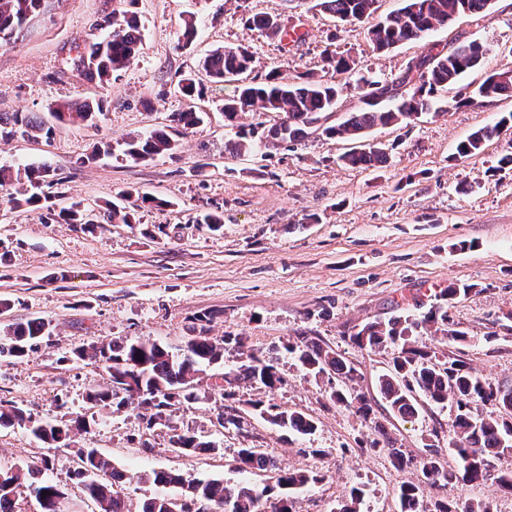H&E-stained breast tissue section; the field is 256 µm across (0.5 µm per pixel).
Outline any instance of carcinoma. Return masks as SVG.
I'll list each match as a JSON object with an SVG mask.
<instances>
[{
    "mask_svg": "<svg viewBox=\"0 0 512 512\" xmlns=\"http://www.w3.org/2000/svg\"><path fill=\"white\" fill-rule=\"evenodd\" d=\"M376 2L378 0H316L315 7L341 22H349L371 17L376 11ZM43 4L44 0H0V44L8 43L31 16L40 12ZM135 4L136 0H119V7L112 9V14L100 23L101 33L75 44V55L69 58V64L88 82L110 83L112 74L126 68L139 50L142 32L133 10ZM489 4L490 0H402L399 8L370 26L369 39L374 49L387 51L401 43L419 40L458 16L479 13ZM248 24L268 38L281 40L288 36L276 14L256 15L248 19ZM484 54L485 48L477 41L464 43L450 52L434 44L409 61L390 81L360 78L357 88L361 89L364 108L349 113L338 124H325L320 128L316 123L333 112L343 88L331 80H317L309 74L290 82L279 69L273 68L262 81L242 83L232 96L224 99V121L237 128L232 152L240 154L260 143L271 153L318 131L328 139L341 138L357 143L355 148L340 156L342 164L361 169L380 167L388 161V149L366 142L367 130L379 125H409L431 112L442 94L480 67ZM251 63L252 54L247 48L227 46L213 50L205 58L203 69L210 79L224 81L246 73ZM502 95H512V76L505 78L498 72L483 80L472 94L458 95L456 105L466 106L476 98ZM48 111L55 121L53 125L22 112H1L0 140L43 138L49 141L57 125H93L96 115L104 111V105L76 97L56 102ZM246 112H274L282 118L280 123L258 135L255 127L241 122ZM201 121L202 113L189 104L171 113L169 131L153 130L129 139L125 154L135 162L171 155L177 149V137ZM511 127L512 112L500 115L492 124L475 130L461 141L456 147V157L479 154L500 130ZM59 184L61 181L54 178V169L48 162L29 164L14 172L0 167V186L14 188L9 194L12 208H41L57 216L60 223L75 224L86 230L98 224L99 220L89 218L80 202L73 201L55 211V200L63 193L46 192L44 188ZM170 206L172 202L168 200L127 190L121 194V202L106 204L103 216L112 223L130 224L133 213L139 209ZM470 291L469 285H450L437 295L439 302L422 315H399L386 322H368L350 336V342L360 349H392L390 370L378 378V386L394 415L402 419L414 417L422 400L438 406L451 401L457 408L448 450L430 444L419 457L396 447V440L384 425L374 422V438L369 447H387L394 466L412 467L417 472L415 480L400 488V512H493L491 504L482 501L450 503L437 499L424 503L425 492L439 491L459 478L471 483L492 479L500 488L512 493V476L492 473L493 459L512 454V388L494 385L474 373L465 361L442 360L436 352L413 342L414 336L429 329L451 343L467 340L466 333L454 327L445 303ZM208 322L207 314L196 317L188 336L176 347L149 339L126 338L77 347L62 357V361L100 362L107 380L102 387L87 394L88 402L94 407H112L117 411L134 404L148 429L158 425L170 427L169 411L182 403H196L214 395L223 401L233 398L228 388L240 380L259 383L269 391L283 384L284 378L276 363L245 350L239 336L209 335ZM52 333L51 322L42 318L24 325H10L0 337V357L23 359ZM230 348L245 357L244 363L227 372L209 375L207 390H200L201 375L215 365L224 364V352ZM283 348L307 373L328 378L331 402L354 410L366 420L371 419L372 406L366 395L355 387L358 373L351 361L309 336H298ZM479 403L496 407L499 415L473 417L471 409ZM250 406L273 425L300 438L313 434L316 429L314 420L297 411L266 405L262 400ZM55 409L54 417L37 419L17 403L0 400V427L19 425L36 440L57 445L65 443L71 432L86 433L91 425L97 424L93 413L69 418L67 400L61 397L56 398ZM169 442L182 456L219 451L212 442L188 431L179 432L175 427ZM446 452L455 457L458 467L448 466ZM46 467L44 460L0 465V512H23L17 508L18 496L23 492L36 501L39 512H57L56 502L64 491L43 477ZM235 469L241 474L270 472L275 475V485L260 487L245 479L233 484L218 478L187 481L181 475L157 472L154 483L174 487L176 492L145 499L138 512H295L293 492L324 479L314 467L298 471L285 469L276 458L259 448L239 449ZM113 473L111 461L97 449L79 450L74 477L86 496L98 505L99 512H130L121 488L107 479Z\"/></svg>",
    "mask_w": 512,
    "mask_h": 512,
    "instance_id": "obj_1",
    "label": "carcinoma"
}]
</instances>
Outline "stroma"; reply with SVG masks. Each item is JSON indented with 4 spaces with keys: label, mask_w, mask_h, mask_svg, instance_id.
<instances>
[{
    "label": "stroma",
    "mask_w": 512,
    "mask_h": 512,
    "mask_svg": "<svg viewBox=\"0 0 512 512\" xmlns=\"http://www.w3.org/2000/svg\"><path fill=\"white\" fill-rule=\"evenodd\" d=\"M114 0H46L9 44L0 46V112L46 115L50 103L74 94L104 100L96 126L56 127L51 141L0 142V166L50 161L62 180L66 201L97 208L133 188L169 200L167 208L138 210L129 224H102L88 232L59 224L41 209H10L0 188V240L10 249L0 264V299L11 307L0 326L33 318L55 327L39 348L21 360L0 357V399L33 416L56 412L66 396L71 415L84 414L87 394L106 375L99 363L64 362L75 347L115 339H150L178 345L196 316L209 313L212 335L242 336L261 357H276L285 382L274 391L238 383L232 406L242 429L224 428L219 402L202 401L173 411L169 426L146 428L136 411H104L90 432L70 445L49 446L22 427L0 428V465L48 459L46 479L57 484L82 512L95 505L72 479L76 452L95 448L123 475L122 491L132 512L157 494L153 471L172 469L186 478L236 479L239 449L261 448L283 467H317L321 483L295 493L296 512H332L360 489L359 512H400L398 493L413 480L411 469L395 468L387 452L366 453L368 422L327 397L326 379L306 374L284 354L283 343L307 333L352 361L359 389L376 419L399 448L419 456L426 445L447 447L455 405L423 406L417 417H395L378 388L392 355L355 347L359 325L415 311L449 284L469 293L449 313L468 339L449 343L423 335L418 342L438 356L464 360L478 376L512 387V167L498 159L512 152V129L487 142L483 152L457 158V143L499 113L512 98L480 99L430 114L407 126H377L370 137L391 149L379 168L343 166L350 142L312 134L272 154L262 150L237 157L224 145L235 131L226 127L218 104L233 91L225 82H206L197 110L204 122L180 138L170 156L136 163L122 153L126 140L168 125L182 110L180 78L201 74L204 58L220 46H243L253 56L257 77L279 68L285 77L328 72L327 52L363 65L381 80L395 78L424 49L408 42L373 52L368 21L336 25L314 0H138L135 7L143 45L111 84L96 85L67 64L75 42L95 33ZM280 14L301 42L269 39L250 29L248 17ZM198 34L188 48L178 38L186 18ZM478 41L486 49L470 82L512 70V0H493L482 13L438 28L429 41L453 49ZM155 103L147 111L144 100ZM107 142L112 152L93 156ZM204 176H197V169ZM204 211L224 215L213 232L197 223ZM318 221H311V214ZM161 224L164 235L146 236ZM469 249H460V242ZM262 399L311 416L317 429L309 447L324 449L314 459L250 406ZM189 431L220 447L217 455L181 456L169 444L171 429ZM448 501H487L493 512H512V493L493 481L449 483Z\"/></svg>",
    "instance_id": "35a3bbf8"
}]
</instances>
